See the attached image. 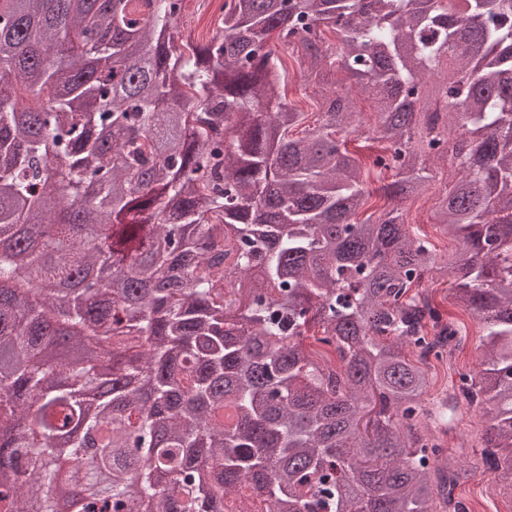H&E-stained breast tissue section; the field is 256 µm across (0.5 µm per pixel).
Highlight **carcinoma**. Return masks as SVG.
Listing matches in <instances>:
<instances>
[{
    "label": "carcinoma",
    "instance_id": "obj_1",
    "mask_svg": "<svg viewBox=\"0 0 512 512\" xmlns=\"http://www.w3.org/2000/svg\"><path fill=\"white\" fill-rule=\"evenodd\" d=\"M183 3L0 0V512H60L64 453L75 512H470L432 433L462 402L512 487V0H224L204 44ZM274 37L322 93L297 136ZM448 159L449 267L403 213ZM366 169L396 180L361 219ZM88 267L114 287L59 305ZM450 267L487 350L439 412L461 330L418 287ZM330 84L332 89L343 91L351 86V81L347 79L346 74L340 69L333 68L330 75ZM353 96L356 97L357 105L362 112L361 118L363 121L362 131L365 132V136L368 135V130L374 126L376 107L372 100L367 99L360 95L359 89L354 85L351 86Z\"/></svg>",
    "mask_w": 512,
    "mask_h": 512
}]
</instances>
